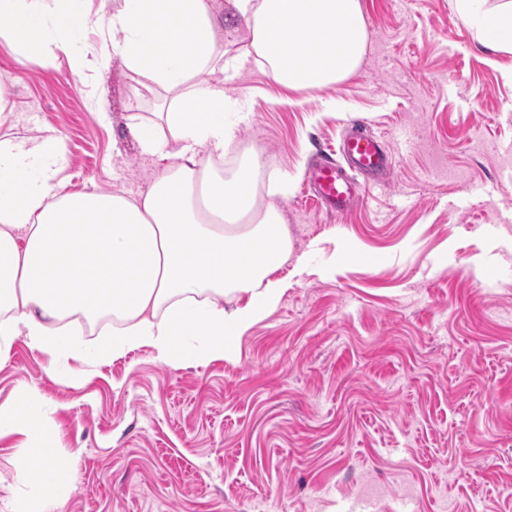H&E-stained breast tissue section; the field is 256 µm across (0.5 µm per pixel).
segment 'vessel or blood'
<instances>
[{
	"instance_id": "b4317fda",
	"label": "vessel or blood",
	"mask_w": 512,
	"mask_h": 512,
	"mask_svg": "<svg viewBox=\"0 0 512 512\" xmlns=\"http://www.w3.org/2000/svg\"><path fill=\"white\" fill-rule=\"evenodd\" d=\"M342 161L319 156L312 162L310 185L316 200L326 210L344 215L358 202L353 182L343 176L342 166H349L364 179L379 182L386 176L388 153L382 141L362 126H355L344 138Z\"/></svg>"
}]
</instances>
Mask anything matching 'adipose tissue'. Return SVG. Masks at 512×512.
Listing matches in <instances>:
<instances>
[{
  "mask_svg": "<svg viewBox=\"0 0 512 512\" xmlns=\"http://www.w3.org/2000/svg\"><path fill=\"white\" fill-rule=\"evenodd\" d=\"M454 6L483 46L512 53V0ZM228 13L251 37L233 56L220 39ZM0 23L19 60L49 48L71 69L116 62L147 81L163 104L129 131L166 162L136 199L70 193L55 181L65 150L54 130L0 141V362L18 336L93 367L143 345L172 367L234 359L237 338L278 304L283 286L272 275L293 243L273 201L290 186L264 174L261 154L231 176L215 170L236 138L224 74L253 63L297 92L343 80L366 49L360 0H0ZM91 25L109 37L90 58L78 35ZM75 315L106 323L91 353L69 322ZM45 408L28 388L19 406L0 408V429L23 435L27 478L63 493L72 475Z\"/></svg>",
  "mask_w": 512,
  "mask_h": 512,
  "instance_id": "1",
  "label": "adipose tissue"
}]
</instances>
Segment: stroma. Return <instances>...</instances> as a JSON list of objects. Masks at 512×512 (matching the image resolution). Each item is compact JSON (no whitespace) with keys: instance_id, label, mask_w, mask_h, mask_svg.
Segmentation results:
<instances>
[{"instance_id":"35a3bbf8","label":"stroma","mask_w":512,"mask_h":512,"mask_svg":"<svg viewBox=\"0 0 512 512\" xmlns=\"http://www.w3.org/2000/svg\"><path fill=\"white\" fill-rule=\"evenodd\" d=\"M362 63L321 90L229 77L237 141L292 185L278 199L293 258L277 306L236 360L170 367L142 347L91 370L24 337L0 405L30 387L73 473L62 512H512V54L478 45L453 0H361ZM0 139L58 130L69 191L145 192L162 167L129 127L156 93L120 66L17 64L0 37ZM95 91L108 110L87 104ZM360 121L386 181L342 217L307 198L309 161ZM0 434V512L54 490Z\"/></svg>"}]
</instances>
